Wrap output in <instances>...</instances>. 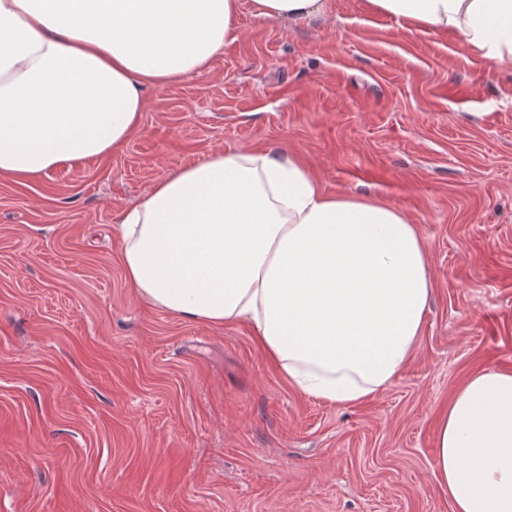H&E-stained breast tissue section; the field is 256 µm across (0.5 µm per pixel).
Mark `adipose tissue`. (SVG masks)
<instances>
[{
  "mask_svg": "<svg viewBox=\"0 0 512 512\" xmlns=\"http://www.w3.org/2000/svg\"><path fill=\"white\" fill-rule=\"evenodd\" d=\"M257 17L325 0H252ZM411 31L512 62V0H367ZM239 0H0V175L76 167L120 148L147 89L201 73L234 38ZM137 298L183 319L248 323L290 385L341 406L383 393L412 355L432 293L401 210L325 193L294 156L217 149L122 209ZM434 475L452 512H512V371L487 368L439 421Z\"/></svg>",
  "mask_w": 512,
  "mask_h": 512,
  "instance_id": "obj_1",
  "label": "adipose tissue"
}]
</instances>
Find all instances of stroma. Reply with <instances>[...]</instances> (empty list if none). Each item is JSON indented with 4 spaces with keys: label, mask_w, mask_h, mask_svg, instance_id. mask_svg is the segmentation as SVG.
Segmentation results:
<instances>
[{
    "label": "stroma",
    "mask_w": 512,
    "mask_h": 512,
    "mask_svg": "<svg viewBox=\"0 0 512 512\" xmlns=\"http://www.w3.org/2000/svg\"><path fill=\"white\" fill-rule=\"evenodd\" d=\"M236 29L202 74L149 91L118 150L0 177V512H452L439 420L471 375L512 370V64L365 0L294 23L240 0ZM244 146L417 225L433 291L382 394L299 393L250 326L135 298L120 210Z\"/></svg>",
    "instance_id": "obj_1"
}]
</instances>
